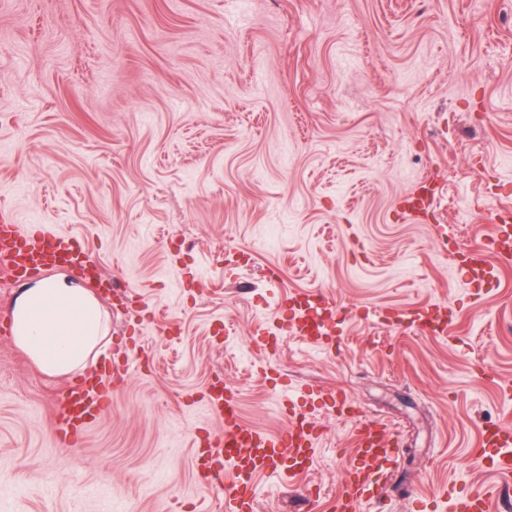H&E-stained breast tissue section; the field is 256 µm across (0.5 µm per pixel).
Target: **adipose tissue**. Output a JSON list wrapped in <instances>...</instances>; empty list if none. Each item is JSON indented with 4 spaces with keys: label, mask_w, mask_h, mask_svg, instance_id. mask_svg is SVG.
<instances>
[{
    "label": "adipose tissue",
    "mask_w": 512,
    "mask_h": 512,
    "mask_svg": "<svg viewBox=\"0 0 512 512\" xmlns=\"http://www.w3.org/2000/svg\"><path fill=\"white\" fill-rule=\"evenodd\" d=\"M12 317L16 344L48 375L84 371L109 341L100 302L63 272L24 284Z\"/></svg>",
    "instance_id": "ef3b65f1"
}]
</instances>
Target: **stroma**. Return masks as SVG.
<instances>
[{"label":"stroma","mask_w":512,"mask_h":512,"mask_svg":"<svg viewBox=\"0 0 512 512\" xmlns=\"http://www.w3.org/2000/svg\"><path fill=\"white\" fill-rule=\"evenodd\" d=\"M421 179L439 193L412 221L399 200ZM503 205L512 0H0V214L86 239L131 288L96 294L104 354L139 351L68 445L51 418L69 376L0 333V512H226L192 467L221 428L217 375L265 432L285 385L345 392L398 435L383 512H455L445 487L498 484L483 433L512 424V262L463 272ZM315 289L338 304L332 352L254 353ZM315 421L310 470L259 475L254 512H327L355 420Z\"/></svg>","instance_id":"obj_1"}]
</instances>
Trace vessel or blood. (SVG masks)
I'll return each mask as SVG.
<instances>
[{
	"instance_id": "b4317fda",
	"label": "vessel or blood",
	"mask_w": 512,
	"mask_h": 512,
	"mask_svg": "<svg viewBox=\"0 0 512 512\" xmlns=\"http://www.w3.org/2000/svg\"><path fill=\"white\" fill-rule=\"evenodd\" d=\"M497 226L486 241L468 256L470 274L494 273L493 259H512V208L502 207L495 213ZM79 272L93 284L109 288L112 280L103 278L88 246L69 234L53 230L46 224H5L0 222V282L11 283L40 276L59 263ZM293 313L289 334L302 345L328 346L336 339V300L317 289L290 300ZM136 362L129 356L81 380L69 383L61 400L60 414L53 423L56 434L64 441L81 440L96 413L108 404L113 388L126 382ZM310 396L321 399L331 410H354L351 397L339 392L309 389ZM205 404L222 430L200 437L195 452V468L202 484L220 488L229 512H248L256 496L254 480L269 472L296 480L305 473L316 453L320 433L314 419L303 409L297 395L283 393L280 408L286 427L267 434L242 424L235 389L213 384L205 395ZM398 442L389 424L360 417L355 426L351 468L342 489L330 504L331 512H361L372 500L385 497L378 476L385 465L394 463ZM483 447L506 478H512V426L502 424L485 436ZM492 491L478 489L462 497L456 512H490Z\"/></svg>"
}]
</instances>
